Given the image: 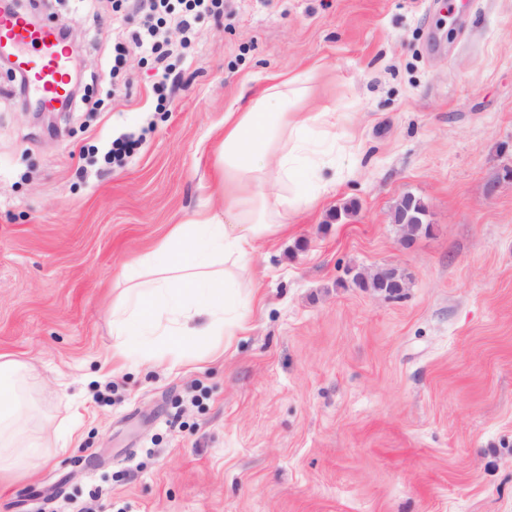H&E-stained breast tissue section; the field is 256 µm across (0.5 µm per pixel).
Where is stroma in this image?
Listing matches in <instances>:
<instances>
[{
	"label": "stroma",
	"mask_w": 512,
	"mask_h": 512,
	"mask_svg": "<svg viewBox=\"0 0 512 512\" xmlns=\"http://www.w3.org/2000/svg\"><path fill=\"white\" fill-rule=\"evenodd\" d=\"M40 14L80 88L41 120L0 69V354L47 420L0 512H512V0H226L161 112L149 53L108 84L109 0ZM297 74L335 186L260 241L228 350L112 363L116 273L223 216L225 112ZM406 194L433 226L408 248ZM379 266L400 298L354 284ZM416 199L411 196L401 201L400 206L395 207L392 213V224H398L401 232V239L405 245L412 244L419 232V226L416 223L413 205Z\"/></svg>",
	"instance_id": "obj_1"
}]
</instances>
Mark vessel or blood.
Here are the masks:
<instances>
[{"mask_svg": "<svg viewBox=\"0 0 512 512\" xmlns=\"http://www.w3.org/2000/svg\"><path fill=\"white\" fill-rule=\"evenodd\" d=\"M0 44L13 50L19 70L44 107H54L67 96L70 51L52 26H35L25 15L2 12Z\"/></svg>", "mask_w": 512, "mask_h": 512, "instance_id": "b4317fda", "label": "vessel or blood"}]
</instances>
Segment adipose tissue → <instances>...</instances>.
<instances>
[{"label":"adipose tissue","instance_id":"obj_1","mask_svg":"<svg viewBox=\"0 0 512 512\" xmlns=\"http://www.w3.org/2000/svg\"><path fill=\"white\" fill-rule=\"evenodd\" d=\"M305 80L287 77L265 87L245 108L224 114V139L215 173L224 220L206 213L176 224L152 252L126 264L125 288L112 304V353L156 363L187 350L209 349L224 333V313L236 307L235 282L217 259L248 277L260 240L285 231L303 200L306 127L335 124L330 112L302 113ZM154 333L129 347L128 337ZM30 367L0 355V477L36 468L43 444L33 434L42 417L26 402Z\"/></svg>","mask_w":512,"mask_h":512}]
</instances>
